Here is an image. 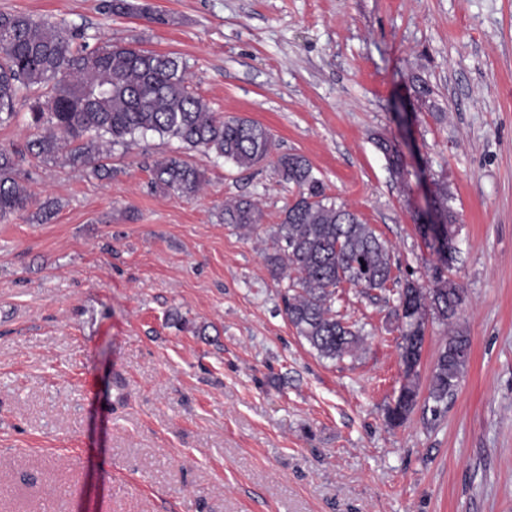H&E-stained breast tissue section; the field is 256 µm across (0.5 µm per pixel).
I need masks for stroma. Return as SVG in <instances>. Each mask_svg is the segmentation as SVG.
<instances>
[{"label":"stroma","instance_id":"stroma-1","mask_svg":"<svg viewBox=\"0 0 512 512\" xmlns=\"http://www.w3.org/2000/svg\"><path fill=\"white\" fill-rule=\"evenodd\" d=\"M101 2L0 11L182 56L214 112L309 159L398 280L433 286L419 226L447 188L464 302L453 326L427 322L420 405L393 427V295L338 290L363 333L343 359L298 335L264 261L295 194L273 161L245 171L155 135L114 147L102 180L26 158L60 208L0 223V512H512V0H135L146 18ZM166 156L204 173L196 199L151 191ZM242 197L258 231L219 218ZM452 330L470 357L435 418L422 402Z\"/></svg>","mask_w":512,"mask_h":512}]
</instances>
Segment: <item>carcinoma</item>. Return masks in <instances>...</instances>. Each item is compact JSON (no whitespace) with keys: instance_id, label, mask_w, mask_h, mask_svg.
Masks as SVG:
<instances>
[{"instance_id":"carcinoma-1","label":"carcinoma","mask_w":512,"mask_h":512,"mask_svg":"<svg viewBox=\"0 0 512 512\" xmlns=\"http://www.w3.org/2000/svg\"><path fill=\"white\" fill-rule=\"evenodd\" d=\"M112 14L135 13L128 0H105ZM188 66L174 53H157L130 43H106L91 48L76 43L54 24L18 12H0V126L18 115L16 104L28 106L27 124L34 130L23 146H0V222L36 207L33 216L49 221L56 202H38L21 176L19 166L30 155L59 162L89 176L112 175L106 160L112 147L128 145L147 135L176 140L187 150H199L249 170L265 160L272 134L261 123L224 118L195 95ZM276 171L293 185L296 195L283 211L266 255L271 277L287 279L282 295L284 313L298 334L319 356L332 360L350 354L362 341L361 329L338 318L333 304L336 289L347 284L362 293L385 291L393 281L391 248L371 225L325 194L323 182L304 156L283 153ZM150 187L188 200L197 197L203 173L179 157L154 161ZM434 204L443 228L453 223L448 191L439 189ZM225 224L254 232L264 213L249 199L224 205ZM394 315L403 344L413 348L420 363L425 324L433 318L447 322L463 302L462 288L452 279H439L427 288L408 281L395 292ZM469 338L456 334L434 363L427 401L433 416L453 396L467 365ZM418 403V386L408 382L404 394L388 406L386 419L403 424Z\"/></svg>"}]
</instances>
